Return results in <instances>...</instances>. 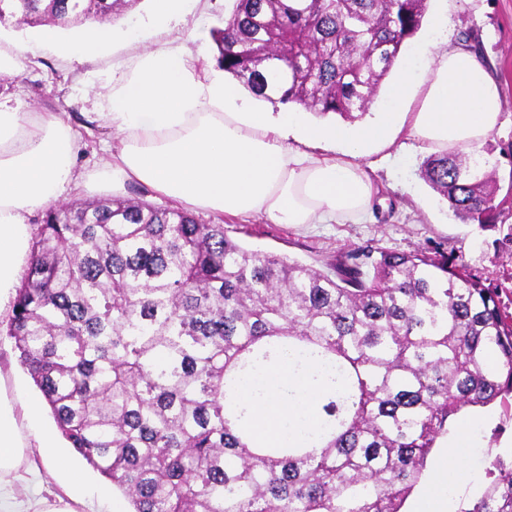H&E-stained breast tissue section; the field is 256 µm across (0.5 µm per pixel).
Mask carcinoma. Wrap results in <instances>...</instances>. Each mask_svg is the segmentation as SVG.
Listing matches in <instances>:
<instances>
[{"instance_id": "cac0c4a2", "label": "carcinoma", "mask_w": 512, "mask_h": 512, "mask_svg": "<svg viewBox=\"0 0 512 512\" xmlns=\"http://www.w3.org/2000/svg\"><path fill=\"white\" fill-rule=\"evenodd\" d=\"M139 2L0 0V21L69 28ZM425 14L426 0H232L213 41L255 98L353 122ZM421 173L464 221L512 212V183L500 194L470 153ZM502 291L440 251H356L325 273L142 199L54 204L6 336L133 512H400L448 421L512 395ZM284 355L320 383L318 426L259 448L238 385ZM489 476L462 512H512V463Z\"/></svg>"}]
</instances>
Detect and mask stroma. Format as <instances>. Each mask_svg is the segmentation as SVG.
<instances>
[{"label": "stroma", "mask_w": 512, "mask_h": 512, "mask_svg": "<svg viewBox=\"0 0 512 512\" xmlns=\"http://www.w3.org/2000/svg\"><path fill=\"white\" fill-rule=\"evenodd\" d=\"M447 2L446 39L477 53L501 88L505 102L502 125L484 145L483 155L505 185L512 181V0ZM230 6V0H193L186 16L157 30L147 25L152 0H140L134 9L110 22L113 38L102 54L83 63L72 61L63 51L65 44L82 35V27L0 22V38L23 39L30 46L19 72L0 75V93L26 101L33 111L61 114L81 133L76 147L78 168L96 172L106 158L104 143L115 137L97 117L107 104L113 81L139 53L168 41L182 44L201 68L217 71L212 32L223 27ZM427 156L426 150L412 147L399 159L382 151L361 158L378 188L370 218L363 224L298 226L275 224L261 215H214L201 210L196 217L204 224L224 225L229 235L247 248L324 271L337 257L372 246L404 252L440 249L462 256L478 276L494 280L511 277L512 240L507 237V227L481 226L455 217L446 200L421 177L420 166ZM34 389L10 340L0 334V393L13 404L17 419L26 416L23 395ZM464 421L471 422L479 437L478 447H455V433ZM456 455L462 457L463 468L448 476L449 508L463 512L482 493L493 462H512V397L484 408H466L453 418L427 459L426 473H433L444 457Z\"/></svg>", "instance_id": "1"}]
</instances>
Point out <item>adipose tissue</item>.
<instances>
[{"label": "adipose tissue", "instance_id": "adipose-tissue-1", "mask_svg": "<svg viewBox=\"0 0 512 512\" xmlns=\"http://www.w3.org/2000/svg\"><path fill=\"white\" fill-rule=\"evenodd\" d=\"M433 39L422 45L419 69L399 67L386 89L388 111L366 124H314L296 112H247L240 88L193 64L180 45L162 44L137 56L112 84L101 122L120 137L98 184L121 195L136 182L177 208L215 214L263 215L277 224L362 223L376 193L359 160L407 133L433 152L476 150L500 127V87L471 51L441 48L448 25L431 18ZM413 110H405L408 100ZM77 133L52 112L28 111L0 97V292L18 287L30 222L86 183L75 161ZM314 144L334 155L311 152ZM317 387L288 363L260 370L241 386L248 425L263 446L304 436L315 421ZM26 403L35 448L23 445L12 410L0 402V512H74L89 494L72 476L65 498L21 497L12 476L31 452L55 462L57 447Z\"/></svg>", "mask_w": 512, "mask_h": 512}]
</instances>
